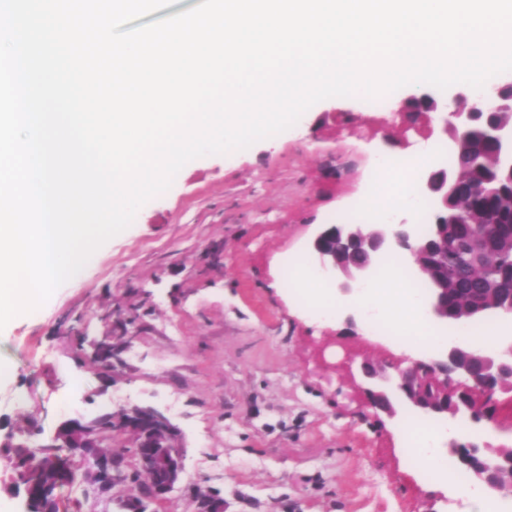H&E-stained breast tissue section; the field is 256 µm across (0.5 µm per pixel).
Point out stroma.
I'll use <instances>...</instances> for the list:
<instances>
[{
	"label": "stroma",
	"mask_w": 512,
	"mask_h": 512,
	"mask_svg": "<svg viewBox=\"0 0 512 512\" xmlns=\"http://www.w3.org/2000/svg\"><path fill=\"white\" fill-rule=\"evenodd\" d=\"M439 89L409 84L388 108L361 97L312 105L275 139L193 159L132 224L96 250L40 307L0 330V430L151 405L180 433L182 479L165 512H194L213 491L224 512H469L470 498L413 468L402 419L365 406L357 364L403 349L355 326L341 310L305 313L285 285L288 258L314 267L311 243L352 219L382 156L446 140L427 117L407 128L400 109ZM134 338L123 368L107 371L81 348L105 330ZM460 442L512 444V404Z\"/></svg>",
	"instance_id": "stroma-1"
}]
</instances>
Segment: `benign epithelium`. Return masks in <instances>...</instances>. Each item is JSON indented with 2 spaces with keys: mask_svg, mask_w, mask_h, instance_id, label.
<instances>
[{
  "mask_svg": "<svg viewBox=\"0 0 512 512\" xmlns=\"http://www.w3.org/2000/svg\"><path fill=\"white\" fill-rule=\"evenodd\" d=\"M422 112L441 115L444 127L452 132L448 148L454 155L470 153L473 134H478L480 154L490 156L495 171L512 184V123L499 119L503 112L512 113V74L485 93L459 92L440 101L428 96L413 98L405 116L410 120ZM458 181L457 169L448 167L425 169L418 176V194L433 205L435 235L432 240L424 242L414 238L411 223L406 218L395 222L389 232L379 224L370 229L360 224H330L313 241L316 264L334 278L337 290L345 295L360 290L371 276L374 258L393 244L405 250L407 262L423 273L429 272L432 265L448 268L444 259L446 252H437L434 243L448 240V234L462 221L459 210L464 205L455 198ZM489 246L483 231L476 229L470 233L465 247V267L471 274H478L485 266ZM501 293L495 283L484 282L480 296L470 300L464 316L499 312L496 300ZM428 301L436 321L448 324V277L434 280ZM359 374L371 406L390 418L403 407L450 422L465 417L473 423L489 422L496 407L495 395H505L512 400V343L502 351L482 354L461 341L448 340L435 359L425 361L407 355L388 364L364 360L359 365ZM85 423V418L66 420L58 426L52 439L43 444L49 448H64L70 432ZM112 436L126 439L131 447L138 449L137 465L144 472L155 471L153 480L125 500L128 512H141L144 500L166 499L179 484L183 472L182 452L176 443L177 430L170 419L148 406L125 408L112 419ZM99 447V440L87 439L88 454L94 458L99 471L109 476L118 469L119 462L105 455ZM448 447L471 469L475 485L491 491L512 485L511 447L471 443L466 453L454 440Z\"/></svg>",
  "mask_w": 512,
  "mask_h": 512,
  "instance_id": "benign-epithelium-1",
  "label": "benign epithelium"
}]
</instances>
